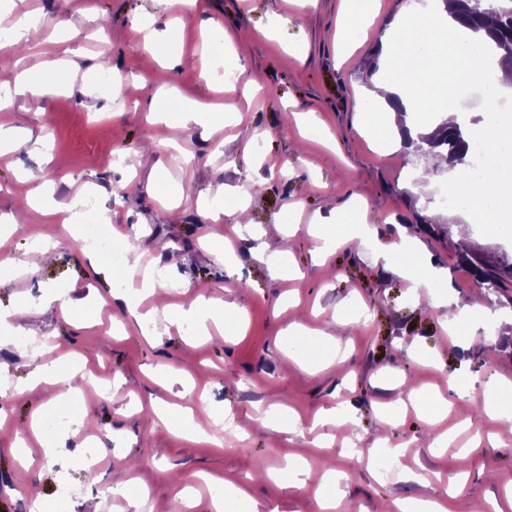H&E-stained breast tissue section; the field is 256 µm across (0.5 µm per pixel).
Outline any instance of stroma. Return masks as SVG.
Instances as JSON below:
<instances>
[{
	"label": "stroma",
	"mask_w": 512,
	"mask_h": 512,
	"mask_svg": "<svg viewBox=\"0 0 512 512\" xmlns=\"http://www.w3.org/2000/svg\"><path fill=\"white\" fill-rule=\"evenodd\" d=\"M0 0V22L28 14L60 16L66 28L34 49L0 48V80L45 61L72 73L61 93L32 102L23 98L0 111V126L17 142L0 148V310L9 311L7 341L0 344V512H28L27 484H36L48 512H58L61 487L71 488L70 512H205L219 488H240L253 512H320L317 485L326 470L347 476L336 487L338 512H395L397 501L437 500L445 512H512V432L486 410L491 380L512 378V292L494 295L491 314L479 315L476 336L491 355L473 351L445 326L448 315L472 303L476 291L457 262L455 245L417 231L415 214L437 206L448 178L421 185L414 200L402 194L413 161L392 140L363 124L368 74L377 65L374 45L403 0H380L366 41L341 50L335 39L342 0H191L178 27L167 28L157 0ZM234 41L248 43L245 61L255 84L228 96L220 83L198 76L204 60L222 64L223 42L210 39V19ZM122 75L126 105L114 107L100 92L101 71ZM195 102L223 111L248 104L241 123L181 128ZM50 148L52 163L41 152ZM133 156L134 167L120 163ZM290 173H283V165ZM163 169L168 190L149 196L144 185ZM86 183L95 201L82 222L70 223V179ZM252 183L257 191L238 223L233 206L212 208L226 190ZM41 188L54 212L43 223H12L22 196ZM371 238L351 237L320 254L309 227L352 205ZM455 232L489 259L512 255V223L486 229L463 210ZM106 231L165 270L177 289L165 297L168 320L147 341L139 329L119 327L123 304L111 300L116 272L108 258L85 262L77 239ZM290 253L272 274L269 258L282 237ZM53 247L54 260L33 274L23 266L35 240ZM222 241L234 260L212 253ZM406 244L404 262L419 271L440 270L453 286L449 303L432 308L415 296L395 267L377 260L381 246ZM223 297L248 315L246 335L226 339L209 324L200 330L180 318L199 293ZM61 294L84 308L72 318L44 300ZM322 340L337 337L343 360L319 372L300 368L277 346L294 322ZM25 336L27 346L13 343ZM58 363L61 375L79 367L87 383L77 407L62 412L51 434L33 433L35 410L54 409L50 384L31 379L35 363ZM117 384L116 395L103 386ZM421 386L448 400L446 418L432 425L414 411L389 420L384 409L402 384ZM187 410L202 429L220 409L241 433L237 450L205 436L191 438L163 423L157 408ZM482 406L474 424L465 410ZM345 407V425H320L324 412ZM295 418L287 432L265 428V412ZM91 427L77 428L78 418ZM457 435L447 449L433 446L448 428ZM112 435V455L88 474L82 457L94 431ZM403 445L402 473L384 478L354 448ZM308 461L307 485L286 480V463ZM463 474L457 494L445 479ZM147 489L133 510L128 499L99 498L120 482ZM196 507H188V500Z\"/></svg>",
	"instance_id": "stroma-1"
}]
</instances>
